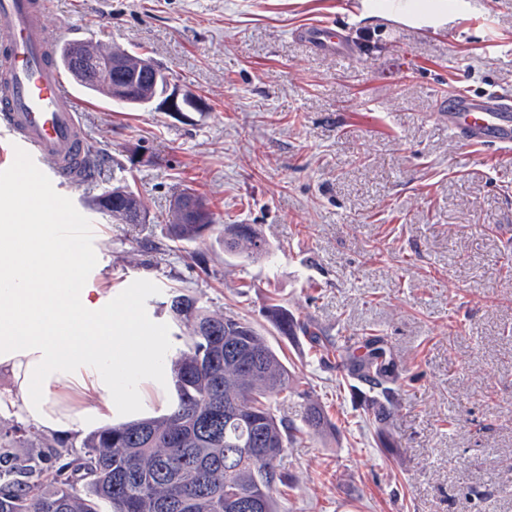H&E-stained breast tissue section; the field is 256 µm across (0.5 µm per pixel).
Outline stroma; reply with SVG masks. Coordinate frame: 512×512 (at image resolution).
I'll use <instances>...</instances> for the list:
<instances>
[{"label": "stroma", "instance_id": "stroma-1", "mask_svg": "<svg viewBox=\"0 0 512 512\" xmlns=\"http://www.w3.org/2000/svg\"><path fill=\"white\" fill-rule=\"evenodd\" d=\"M411 3L441 25H407L386 0H54L48 16L99 50H144L204 103L79 97L104 187H129L146 218L73 192L98 226L84 273L136 293L170 347L164 302L181 289L280 349L305 394L277 415L302 427L312 400L333 424L286 450L282 512H512V153L459 141L436 110L461 90L512 92V0ZM322 20L347 28L355 57L297 38ZM187 189L218 228L175 243L168 215ZM224 224L254 225L271 256L225 253ZM273 302L322 345L281 336ZM372 331L399 376L382 425L341 368Z\"/></svg>", "mask_w": 512, "mask_h": 512}]
</instances>
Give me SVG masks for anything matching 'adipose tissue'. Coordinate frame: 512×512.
<instances>
[{"label": "adipose tissue", "mask_w": 512, "mask_h": 512, "mask_svg": "<svg viewBox=\"0 0 512 512\" xmlns=\"http://www.w3.org/2000/svg\"><path fill=\"white\" fill-rule=\"evenodd\" d=\"M89 261L55 225H0V412L62 439L167 399L166 341L131 296L87 284Z\"/></svg>", "instance_id": "1"}]
</instances>
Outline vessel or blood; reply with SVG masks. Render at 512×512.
Segmentation results:
<instances>
[{"label":"vessel or blood","instance_id":"obj_1","mask_svg":"<svg viewBox=\"0 0 512 512\" xmlns=\"http://www.w3.org/2000/svg\"><path fill=\"white\" fill-rule=\"evenodd\" d=\"M53 0H0V186L28 176L62 206L94 185L82 112L55 64L47 25ZM312 49L343 57L354 51L332 22L304 27ZM438 115L461 141L512 149V94L460 91L438 101Z\"/></svg>","mask_w":512,"mask_h":512}]
</instances>
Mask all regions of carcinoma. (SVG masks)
Returning a JSON list of instances; mask_svg holds the SVG:
<instances>
[{"label": "carcinoma", "instance_id": "cac0c4a2", "mask_svg": "<svg viewBox=\"0 0 512 512\" xmlns=\"http://www.w3.org/2000/svg\"><path fill=\"white\" fill-rule=\"evenodd\" d=\"M91 59L119 54L128 62L124 75L133 85L121 100L129 109H145L166 88L160 67L142 70L145 54L101 53L79 45ZM66 72L85 95L116 100L112 82L82 77L70 54L61 55ZM99 208L129 224L142 211L137 194L114 186L97 198ZM200 215L186 216L178 205L170 212L171 240H202L215 227L213 213L197 200ZM224 250L247 260L265 258L269 243L251 224H226ZM173 320L188 326L185 349L170 358L176 401L164 414L99 430L83 443V454L66 458L55 452L31 464L0 470V512H281L279 487L284 449L300 430L274 413V404L297 391L279 352L249 321L213 316L195 298L169 293ZM269 322L285 336L320 342L310 323L279 304L267 308ZM349 371L374 388L385 389L395 365L379 347L350 361ZM306 426L314 433L332 427L324 408L307 406ZM30 429L20 424L0 433L1 448H15Z\"/></svg>", "mask_w": 512, "mask_h": 512}]
</instances>
